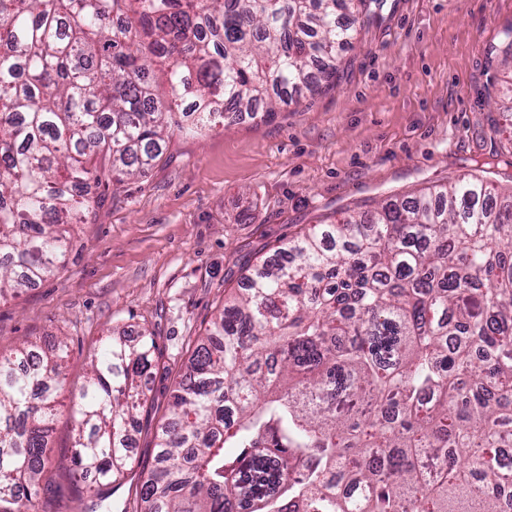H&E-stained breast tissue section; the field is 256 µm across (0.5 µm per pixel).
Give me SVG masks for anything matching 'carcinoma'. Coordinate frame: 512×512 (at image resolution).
Returning a JSON list of instances; mask_svg holds the SVG:
<instances>
[{
    "label": "carcinoma",
    "instance_id": "1",
    "mask_svg": "<svg viewBox=\"0 0 512 512\" xmlns=\"http://www.w3.org/2000/svg\"><path fill=\"white\" fill-rule=\"evenodd\" d=\"M376 4L0 0V297L54 275L64 225L171 132L333 87ZM497 198L469 174L293 235L255 266L171 391L140 512H512V195ZM155 353L146 334L107 337L56 475L67 343L0 355V512L108 498L153 409Z\"/></svg>",
    "mask_w": 512,
    "mask_h": 512
}]
</instances>
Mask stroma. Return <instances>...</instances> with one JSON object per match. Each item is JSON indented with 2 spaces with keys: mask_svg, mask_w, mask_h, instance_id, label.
I'll list each match as a JSON object with an SVG mask.
<instances>
[{
  "mask_svg": "<svg viewBox=\"0 0 512 512\" xmlns=\"http://www.w3.org/2000/svg\"><path fill=\"white\" fill-rule=\"evenodd\" d=\"M379 23L344 54L333 90L270 119L202 136L173 134L144 175L111 186L49 279L0 300V354L66 337V410L56 461L68 462L73 405L112 331L156 341L155 409L131 452L151 466L154 431L205 327L248 265L288 236L483 170L512 193V69L501 63L512 0H383Z\"/></svg>",
  "mask_w": 512,
  "mask_h": 512,
  "instance_id": "1",
  "label": "stroma"
}]
</instances>
